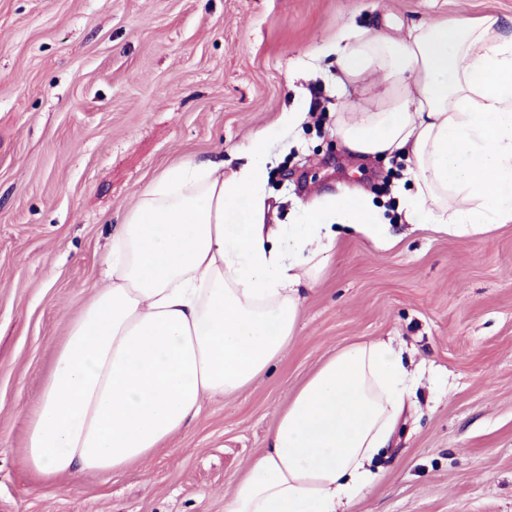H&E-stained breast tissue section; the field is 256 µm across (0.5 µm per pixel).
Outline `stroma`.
<instances>
[{
  "label": "stroma",
  "mask_w": 512,
  "mask_h": 512,
  "mask_svg": "<svg viewBox=\"0 0 512 512\" xmlns=\"http://www.w3.org/2000/svg\"><path fill=\"white\" fill-rule=\"evenodd\" d=\"M497 15L512 0H0V512H224L280 409L337 350L392 341L414 382L351 512H512V223L454 236L397 220L407 161H361L333 130L371 105L322 48L344 27ZM306 119L285 129L284 110ZM267 155L270 224L356 186L391 220L342 234L285 358L209 403L152 459L37 480L27 419L101 280L110 224L180 159Z\"/></svg>",
  "instance_id": "35a3bbf8"
}]
</instances>
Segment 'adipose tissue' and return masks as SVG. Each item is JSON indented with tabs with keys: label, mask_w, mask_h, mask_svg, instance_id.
Masks as SVG:
<instances>
[{
	"label": "adipose tissue",
	"mask_w": 512,
	"mask_h": 512,
	"mask_svg": "<svg viewBox=\"0 0 512 512\" xmlns=\"http://www.w3.org/2000/svg\"><path fill=\"white\" fill-rule=\"evenodd\" d=\"M342 79L376 78L375 109L338 113L351 156H405L406 223L462 235L512 223V34L497 16L346 35ZM269 131L246 161L183 159L114 226L104 282L70 324L31 413L24 463L45 478L110 476L153 457L207 401L245 390L286 353L304 291L341 229L378 240L368 192L326 194L268 226ZM408 373L392 342L342 349L282 409L224 512H347L394 436Z\"/></svg>",
	"instance_id": "ef3b65f1"
}]
</instances>
